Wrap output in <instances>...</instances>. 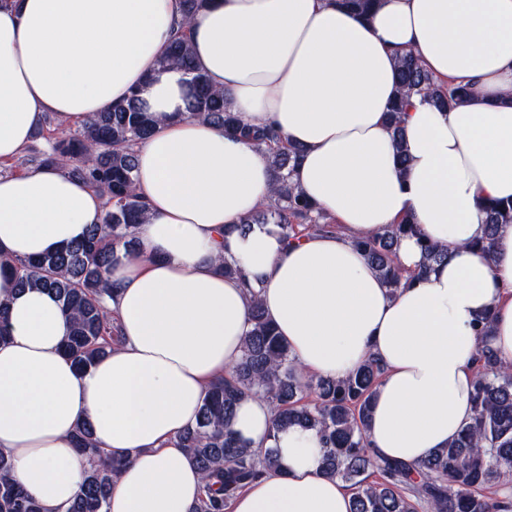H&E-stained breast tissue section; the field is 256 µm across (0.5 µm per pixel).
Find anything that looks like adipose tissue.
<instances>
[{"mask_svg":"<svg viewBox=\"0 0 512 512\" xmlns=\"http://www.w3.org/2000/svg\"><path fill=\"white\" fill-rule=\"evenodd\" d=\"M181 30L242 122L300 147L292 180L334 229L295 244L270 224L235 231L270 200L271 156L184 118L190 76L160 62ZM406 50L439 83L473 93L445 112L411 97L403 170L386 114ZM134 92L156 118L136 148L147 220L136 253L108 274L119 340L85 371L60 351L70 323L58 300L19 290L9 263L82 239L107 200L57 166L0 175V451L45 512H64L84 478L72 442L82 421L124 462L108 512H189L203 478L176 442L241 358L247 280L303 374L341 378L380 360L372 452L415 463L447 447L474 416L479 315L492 313L489 345L512 362V224L492 256L476 248L486 204L512 199V0H378L366 19L336 0H210L189 21L180 0L0 5V164L45 115L68 131ZM406 215L448 258L393 293L354 241ZM226 258L242 277H225ZM232 427L257 455L275 449L280 469L230 512H351L348 485L323 471L317 431L275 430L256 397Z\"/></svg>","mask_w":512,"mask_h":512,"instance_id":"obj_1","label":"adipose tissue"}]
</instances>
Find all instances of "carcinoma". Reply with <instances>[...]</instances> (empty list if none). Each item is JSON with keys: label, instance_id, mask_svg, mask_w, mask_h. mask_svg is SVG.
Masks as SVG:
<instances>
[{"label": "carcinoma", "instance_id": "carcinoma-1", "mask_svg": "<svg viewBox=\"0 0 512 512\" xmlns=\"http://www.w3.org/2000/svg\"><path fill=\"white\" fill-rule=\"evenodd\" d=\"M376 0H339L350 12L367 18ZM163 65L176 64L191 75L187 118H203L224 131L273 150L275 184L271 201L237 226L273 224L284 238L295 241L307 232L332 227L291 179L300 149L275 148L278 133L270 127H250L231 111L224 92L211 87L195 66L183 37H175L161 57ZM398 96L388 112L396 144L403 141L402 112L409 99L421 96L446 111L466 100L472 89L444 86L434 80L411 52L396 59ZM52 118L45 120L35 138L44 143L27 150L30 167L62 165L107 198L104 225L93 226L79 243L34 260L13 264L17 284L39 286L61 302L72 321V333L64 354L79 371L112 348L117 339L108 305L107 273L117 262L116 252L130 253L139 245L138 228L145 206L136 193L135 148L148 137L155 119L135 93L125 101L93 114L76 132L51 133ZM486 231L476 247L490 255L500 225L512 224V200L493 201L486 207ZM415 237L422 251L418 275L430 272L447 253L429 243L406 217L383 234L367 236L356 245L379 271L392 291L409 284L397 261L401 239ZM251 327L244 342L241 362L231 378L212 384L206 391L195 425L179 436L201 473L206 496L192 512H225L229 501L247 485L277 465L276 456L258 459L229 427L236 405L246 397L265 399L276 413L275 426H299L317 431L323 443L326 471L347 483L353 492L351 512H512V500L491 498L483 490L512 477V364L500 359L489 346L490 316L474 325L480 339L479 371L474 385V418L446 448L427 459L406 464L372 454L365 429L371 403L383 374V365L370 358L347 376L336 379L299 374L287 345L276 332L258 298L250 307ZM75 448L87 461L82 484L67 512H107L114 478L121 462L95 446L92 428L83 423L74 436ZM0 512H43L12 476L10 457L0 452Z\"/></svg>", "mask_w": 512, "mask_h": 512}]
</instances>
